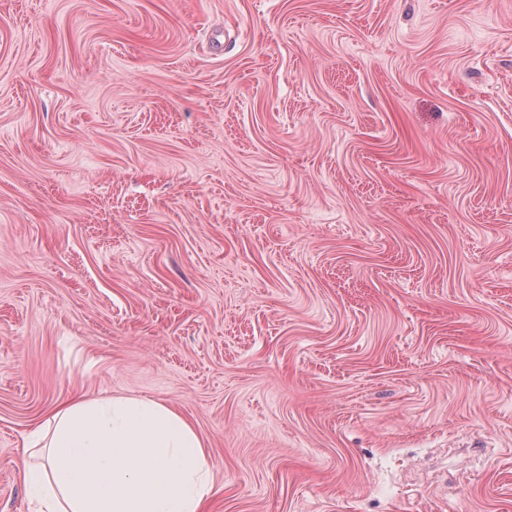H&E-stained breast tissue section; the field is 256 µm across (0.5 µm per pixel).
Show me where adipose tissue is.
Segmentation results:
<instances>
[{"label": "adipose tissue", "mask_w": 512, "mask_h": 512, "mask_svg": "<svg viewBox=\"0 0 512 512\" xmlns=\"http://www.w3.org/2000/svg\"><path fill=\"white\" fill-rule=\"evenodd\" d=\"M33 436L46 448L24 475L36 512H206L214 492L204 441L161 401L76 397Z\"/></svg>", "instance_id": "1"}]
</instances>
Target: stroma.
<instances>
[{
  "label": "stroma",
  "instance_id": "stroma-1",
  "mask_svg": "<svg viewBox=\"0 0 512 512\" xmlns=\"http://www.w3.org/2000/svg\"><path fill=\"white\" fill-rule=\"evenodd\" d=\"M77 395L210 512H512V0H0V512Z\"/></svg>",
  "mask_w": 512,
  "mask_h": 512
}]
</instances>
